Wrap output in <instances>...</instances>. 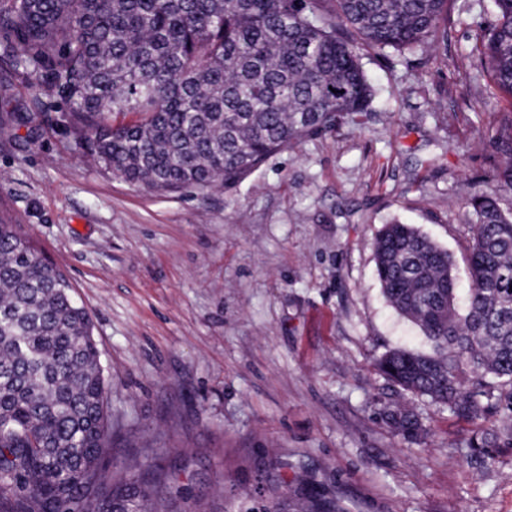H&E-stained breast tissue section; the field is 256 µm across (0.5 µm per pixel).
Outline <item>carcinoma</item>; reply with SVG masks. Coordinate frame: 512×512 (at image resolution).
<instances>
[{
	"instance_id": "1",
	"label": "carcinoma",
	"mask_w": 512,
	"mask_h": 512,
	"mask_svg": "<svg viewBox=\"0 0 512 512\" xmlns=\"http://www.w3.org/2000/svg\"><path fill=\"white\" fill-rule=\"evenodd\" d=\"M472 56L512 100V0ZM454 0H0V58L66 105L75 152L127 182L177 194L242 183L273 154L345 123L364 126L376 97L364 57L413 54L444 40ZM36 119L0 113V132ZM512 183V117L493 137ZM476 216L467 307L448 251L412 224L378 233L375 272L392 307L432 344L393 349L378 371L413 397L475 424L480 468L512 447L485 411L512 412V216L488 194ZM101 352L69 279L22 224L0 211V512H179L184 500L158 440L112 419ZM379 415L397 434L425 426L408 403ZM307 470L260 482L295 487L299 512H338Z\"/></svg>"
}]
</instances>
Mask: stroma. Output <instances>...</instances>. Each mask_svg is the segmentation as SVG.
<instances>
[{
	"label": "stroma",
	"mask_w": 512,
	"mask_h": 512,
	"mask_svg": "<svg viewBox=\"0 0 512 512\" xmlns=\"http://www.w3.org/2000/svg\"><path fill=\"white\" fill-rule=\"evenodd\" d=\"M494 20L493 0H455L438 49L366 59L367 129L294 144L231 190L163 194L100 171L71 150L53 95L32 127L0 133V199L73 283L113 414L159 438L189 512H244L274 457L314 468L347 512H512V453L472 469V424L425 398L426 435H394L378 412L398 389L374 367L392 348L431 349L382 294V225L448 250L462 299L466 199L489 193L512 213L492 143L512 104L467 59Z\"/></svg>",
	"instance_id": "obj_1"
}]
</instances>
